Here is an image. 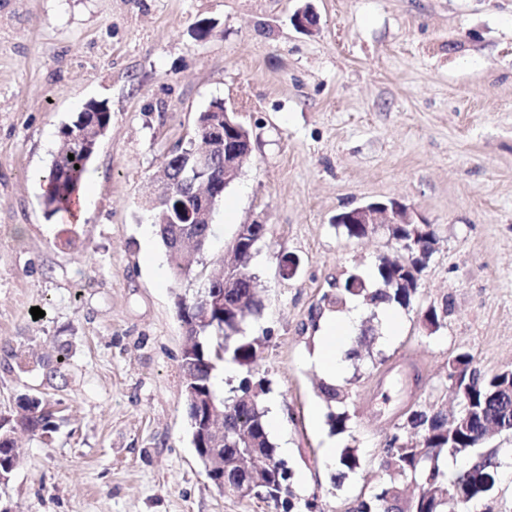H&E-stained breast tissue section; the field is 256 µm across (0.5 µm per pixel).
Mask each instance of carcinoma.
Segmentation results:
<instances>
[{"label":"carcinoma","mask_w":512,"mask_h":512,"mask_svg":"<svg viewBox=\"0 0 512 512\" xmlns=\"http://www.w3.org/2000/svg\"><path fill=\"white\" fill-rule=\"evenodd\" d=\"M72 126L60 131L61 145L53 157L49 173V188L44 204L51 215L68 211L75 202L86 167L93 152L91 141L79 137ZM74 159H69V156ZM169 180L182 196L191 197L192 187L185 181L183 167L173 158L166 168ZM157 235L165 249L171 276L176 282L193 274L184 254L175 250L181 225L157 224ZM437 230L432 224L403 225L397 238L390 242L374 271L375 285L356 273H345L336 279L334 289L324 293L321 301L329 312H339L349 300L360 298L371 310L381 305L413 307L418 289L410 288L406 280L413 278L411 268L421 272L435 252ZM201 287L246 297L243 307L225 313H215L211 322L190 337L191 350L183 351V372L191 376V384L200 402L184 397L186 414L206 418V399L224 403V474L232 482L251 481L260 492L259 498L271 502L279 512H323L315 495L301 496L293 488V473L285 470L277 459V448L269 437L264 402L270 392L266 377L255 368L258 354L256 339L243 334L242 325L249 316L259 315L263 306L256 288L243 281L236 287L224 289V272L210 273ZM448 316V303L429 306L423 313L428 334L436 333ZM374 339L373 328H362L354 339L350 355L357 357ZM230 360L242 368V377L234 395L225 398L215 389L216 371L221 363ZM448 376L456 369L464 371L459 404L473 416L466 427L448 432V408L439 405H416L403 414V422L387 437L382 461L383 476L375 489L356 502L354 512H442L448 495L459 488H469L472 494L465 503L470 506L491 497L497 484L500 455L507 448L491 450L484 446L485 424L492 421L499 433H512V375L487 374L475 363L474 356L465 351L448 358ZM322 395L334 410L327 422L335 434L349 429L348 391L340 385L324 384ZM21 410L16 416L0 415V473L11 477L17 461L11 434L22 429L41 438H51L58 428L56 412L35 394L22 393L16 398ZM473 453L466 468L446 474L439 467L441 455ZM359 465L357 449L345 446L336 461L335 487H340L347 473ZM412 483L418 493L410 499L403 497L401 485Z\"/></svg>","instance_id":"1"}]
</instances>
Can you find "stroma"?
<instances>
[{
	"mask_svg": "<svg viewBox=\"0 0 512 512\" xmlns=\"http://www.w3.org/2000/svg\"><path fill=\"white\" fill-rule=\"evenodd\" d=\"M319 17L298 31L302 8ZM233 108L252 154L212 216L192 278L173 282L138 204L143 183L212 101ZM90 102L111 113L88 165L82 223L48 214L59 130ZM396 199L435 225L417 302L347 362L349 434L332 435L310 363L321 297L368 272L385 238L353 239L336 213ZM269 233L249 272L264 304L247 320L280 417L270 438L297 493L347 512L381 476L384 441L410 403L451 404L445 364L471 352L512 368V0H0V413L18 393L60 417L22 433L0 497L14 512H273L220 493L191 442L176 295H193L244 224ZM298 259L294 277L279 274ZM449 304L442 328L422 314ZM42 318H33L32 308ZM353 442L341 486L328 440ZM498 493L512 512V437Z\"/></svg>",
	"mask_w": 512,
	"mask_h": 512,
	"instance_id": "1",
	"label": "stroma"
}]
</instances>
